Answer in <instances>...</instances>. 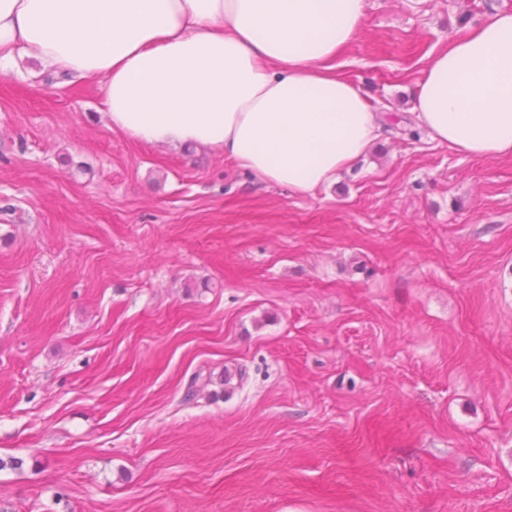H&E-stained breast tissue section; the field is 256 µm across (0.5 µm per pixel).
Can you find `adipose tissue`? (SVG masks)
Masks as SVG:
<instances>
[{
  "label": "adipose tissue",
  "mask_w": 512,
  "mask_h": 512,
  "mask_svg": "<svg viewBox=\"0 0 512 512\" xmlns=\"http://www.w3.org/2000/svg\"><path fill=\"white\" fill-rule=\"evenodd\" d=\"M364 11L365 0H0V66L23 54L95 80L112 130L215 148L308 194L380 137L336 64ZM412 110L460 153L512 155V13L431 54Z\"/></svg>",
  "instance_id": "adipose-tissue-1"
}]
</instances>
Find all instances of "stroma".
<instances>
[{
	"label": "stroma",
	"instance_id": "1",
	"mask_svg": "<svg viewBox=\"0 0 512 512\" xmlns=\"http://www.w3.org/2000/svg\"><path fill=\"white\" fill-rule=\"evenodd\" d=\"M512 0H365L384 120L297 194L0 71V512H512V155L411 116Z\"/></svg>",
	"mask_w": 512,
	"mask_h": 512
}]
</instances>
